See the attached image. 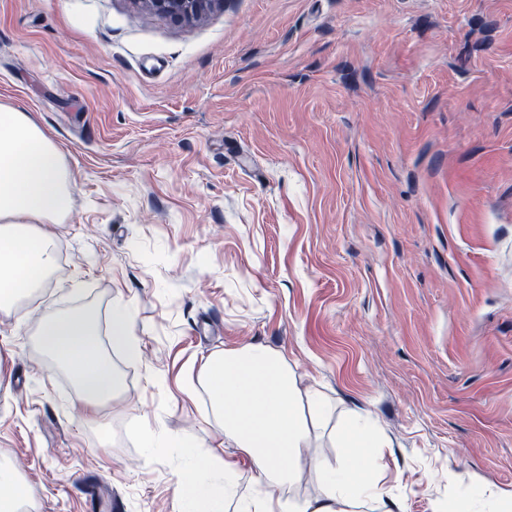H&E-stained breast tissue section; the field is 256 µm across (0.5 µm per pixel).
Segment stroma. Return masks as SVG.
<instances>
[{"mask_svg":"<svg viewBox=\"0 0 512 512\" xmlns=\"http://www.w3.org/2000/svg\"><path fill=\"white\" fill-rule=\"evenodd\" d=\"M0 105L75 185L48 286L0 312V455L36 512H182L188 447L250 491L201 382L249 343L334 407L299 496L350 410L390 512L512 494V0H0ZM118 307L138 352L79 411L37 323ZM148 9L176 21L198 19L223 0H138Z\"/></svg>","mask_w":512,"mask_h":512,"instance_id":"stroma-1","label":"stroma"}]
</instances>
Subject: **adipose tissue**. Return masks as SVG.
Masks as SVG:
<instances>
[{
    "label": "adipose tissue",
    "mask_w": 512,
    "mask_h": 512,
    "mask_svg": "<svg viewBox=\"0 0 512 512\" xmlns=\"http://www.w3.org/2000/svg\"><path fill=\"white\" fill-rule=\"evenodd\" d=\"M73 185L64 158L30 115L0 106V310L46 287L56 263L59 223L71 205ZM39 344L76 384L82 410L114 396L120 379L102 351L94 314H57L37 325ZM204 381L211 411L224 435L240 448L260 477L254 492H238V464L207 460L182 473L177 485L194 512H381L378 455L383 443L371 422L348 415L335 433L338 464H318L319 497L294 488L310 446L309 418L330 415L332 405L301 391L287 358L261 344L225 349L208 364Z\"/></svg>",
    "instance_id": "ef3b65f1"
}]
</instances>
